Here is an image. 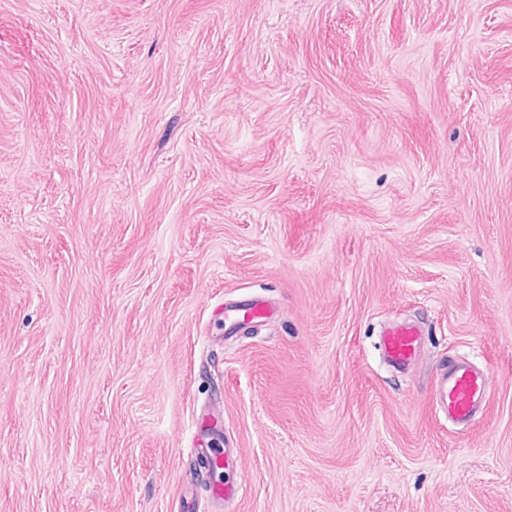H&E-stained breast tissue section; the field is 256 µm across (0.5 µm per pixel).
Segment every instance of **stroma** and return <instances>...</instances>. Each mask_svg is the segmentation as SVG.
I'll return each instance as SVG.
<instances>
[{"label":"stroma","instance_id":"obj_1","mask_svg":"<svg viewBox=\"0 0 512 512\" xmlns=\"http://www.w3.org/2000/svg\"><path fill=\"white\" fill-rule=\"evenodd\" d=\"M203 420L205 512H512V0H0V512H178ZM271 311V305L255 299L225 303L224 330L228 333L245 331L251 324L268 317ZM423 330L411 322L390 325L381 332L384 358L399 369H414L423 356ZM434 392L436 404L448 421L466 425L485 402L487 380L471 361L451 358L437 376ZM203 445H196L195 448H190L192 454H198L200 452L207 453L208 460L212 463L210 470L214 473L221 471L224 472L226 469L233 468L236 463V451L233 448H224L223 452H214L210 448H201ZM241 483L230 481L211 482L207 488L208 498L212 503L223 504L234 501L241 491Z\"/></svg>","mask_w":512,"mask_h":512}]
</instances>
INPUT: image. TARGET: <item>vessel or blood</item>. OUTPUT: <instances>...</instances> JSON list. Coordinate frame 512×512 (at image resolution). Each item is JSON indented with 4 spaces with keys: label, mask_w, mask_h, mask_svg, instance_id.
Listing matches in <instances>:
<instances>
[{
    "label": "vessel or blood",
    "mask_w": 512,
    "mask_h": 512,
    "mask_svg": "<svg viewBox=\"0 0 512 512\" xmlns=\"http://www.w3.org/2000/svg\"><path fill=\"white\" fill-rule=\"evenodd\" d=\"M272 307L260 300L236 301L224 306V328L237 333L268 317ZM423 331L411 322L385 328L380 336L384 358L399 369L415 368L423 356ZM487 380L471 361L449 359L435 382V400L440 411L452 423L469 424L485 402ZM241 491L237 482L216 481L207 488L208 498L217 504L234 501Z\"/></svg>",
    "instance_id": "vessel-or-blood-1"
}]
</instances>
